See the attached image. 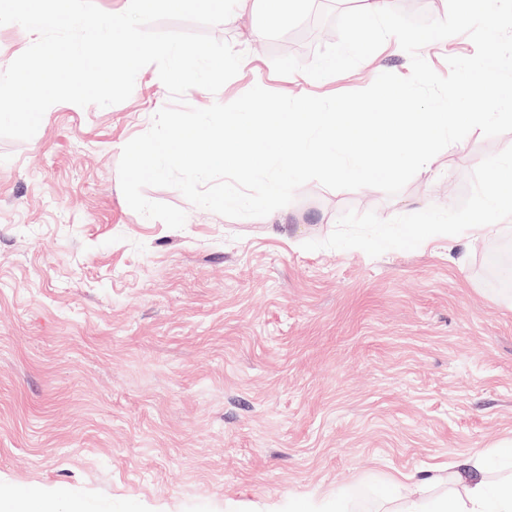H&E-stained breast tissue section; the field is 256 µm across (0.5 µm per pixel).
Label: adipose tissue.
<instances>
[{
    "label": "adipose tissue",
    "instance_id": "obj_1",
    "mask_svg": "<svg viewBox=\"0 0 512 512\" xmlns=\"http://www.w3.org/2000/svg\"><path fill=\"white\" fill-rule=\"evenodd\" d=\"M482 207L491 221L487 224H430L426 233L442 234L452 238L459 234L474 239L493 236L505 231V219H512V206L504 205L492 198H484ZM452 486L446 494L428 496L427 491L434 483L426 477L418 482V493L400 495L401 480L391 484L390 496L394 503L393 512H512V479H491L485 467L483 456H476L451 474Z\"/></svg>",
    "mask_w": 512,
    "mask_h": 512
}]
</instances>
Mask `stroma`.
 I'll return each instance as SVG.
<instances>
[{
    "label": "stroma",
    "mask_w": 512,
    "mask_h": 512,
    "mask_svg": "<svg viewBox=\"0 0 512 512\" xmlns=\"http://www.w3.org/2000/svg\"><path fill=\"white\" fill-rule=\"evenodd\" d=\"M249 0L214 38L243 53L218 93L291 97L409 76L395 39L316 82L277 74L336 39L318 25L365 0ZM465 35L429 43L439 75ZM155 66L126 101L62 102L27 141L0 138V491L33 489L57 512H289L341 490L386 512L388 479L447 471L512 441V285L490 256L512 236H420L486 221L484 185L512 132L472 131L396 196L312 181L262 218H228L174 188L168 228L127 204L124 146L170 105Z\"/></svg>",
    "instance_id": "obj_1"
}]
</instances>
